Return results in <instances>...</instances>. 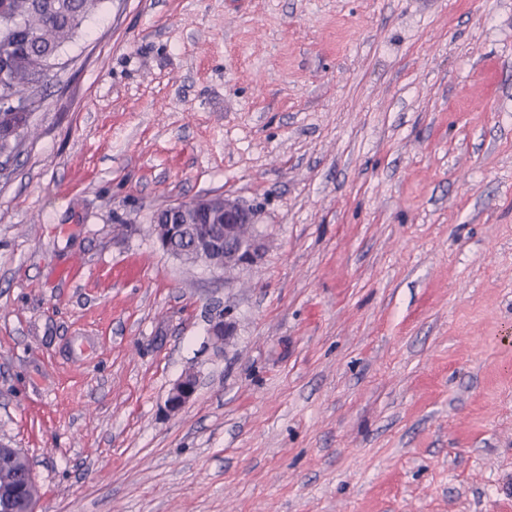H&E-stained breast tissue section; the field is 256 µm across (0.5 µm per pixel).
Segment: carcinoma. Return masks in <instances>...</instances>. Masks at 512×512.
<instances>
[{"instance_id": "cac0c4a2", "label": "carcinoma", "mask_w": 512, "mask_h": 512, "mask_svg": "<svg viewBox=\"0 0 512 512\" xmlns=\"http://www.w3.org/2000/svg\"><path fill=\"white\" fill-rule=\"evenodd\" d=\"M105 0H0V154L13 157L33 112L42 104L40 90L61 67L62 53L82 32ZM10 102L25 105L13 112ZM210 223H201L194 205L181 208L184 227L170 241V248L182 254V261L195 264L196 241L223 222L221 196L209 198ZM31 471L30 461L18 452L14 466L0 469V489L12 486L20 475Z\"/></svg>"}]
</instances>
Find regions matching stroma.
<instances>
[{
  "label": "stroma",
  "instance_id": "1",
  "mask_svg": "<svg viewBox=\"0 0 512 512\" xmlns=\"http://www.w3.org/2000/svg\"><path fill=\"white\" fill-rule=\"evenodd\" d=\"M64 60L0 173L38 512H512V0H105ZM216 194L255 265L152 236ZM211 322L209 327V339L214 344H222L232 335L235 322L231 309L224 308L218 318ZM198 386L199 379L195 373L191 380L184 374L169 390L165 402L166 410L173 414L180 412L193 399Z\"/></svg>",
  "mask_w": 512,
  "mask_h": 512
}]
</instances>
